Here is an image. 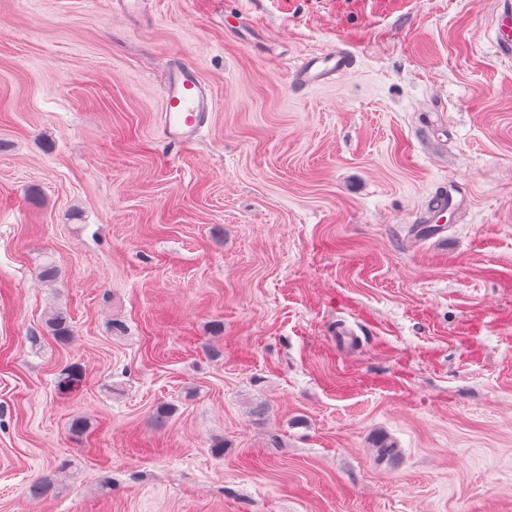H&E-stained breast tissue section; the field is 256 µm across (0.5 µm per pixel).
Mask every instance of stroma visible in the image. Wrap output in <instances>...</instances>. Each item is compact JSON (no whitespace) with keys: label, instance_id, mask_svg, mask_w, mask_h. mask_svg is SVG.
Masks as SVG:
<instances>
[{"label":"stroma","instance_id":"1","mask_svg":"<svg viewBox=\"0 0 512 512\" xmlns=\"http://www.w3.org/2000/svg\"><path fill=\"white\" fill-rule=\"evenodd\" d=\"M502 8L0 0V512H512ZM338 46L351 70L293 86ZM178 59L213 96L187 149ZM161 95L164 140L183 148L193 145L213 109L197 68L184 60L178 62L169 72ZM46 326L59 342L65 343L73 336V329L69 314L57 308L52 310L46 318Z\"/></svg>","mask_w":512,"mask_h":512}]
</instances>
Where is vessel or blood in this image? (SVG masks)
<instances>
[{
  "instance_id": "vessel-or-blood-1",
  "label": "vessel or blood",
  "mask_w": 512,
  "mask_h": 512,
  "mask_svg": "<svg viewBox=\"0 0 512 512\" xmlns=\"http://www.w3.org/2000/svg\"><path fill=\"white\" fill-rule=\"evenodd\" d=\"M354 64L352 53L339 47L310 57L295 69L292 82L304 88L318 85L352 69ZM161 95L164 140L183 148L193 145L213 109L211 95L197 68L184 60L178 62L169 72Z\"/></svg>"
}]
</instances>
